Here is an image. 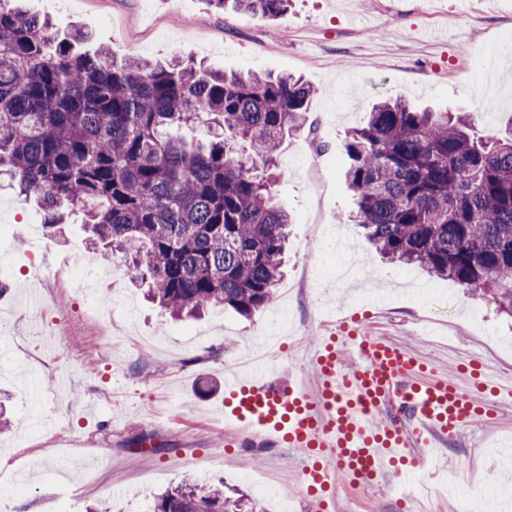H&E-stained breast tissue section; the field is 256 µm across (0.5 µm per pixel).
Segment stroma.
<instances>
[{
    "label": "stroma",
    "instance_id": "obj_1",
    "mask_svg": "<svg viewBox=\"0 0 512 512\" xmlns=\"http://www.w3.org/2000/svg\"><path fill=\"white\" fill-rule=\"evenodd\" d=\"M70 30L93 22L97 47L118 59L192 58L227 73H283L313 89L304 130L282 144L277 200L294 216L287 274L271 310L244 319L216 308L175 320L147 302L122 264H104L79 219L48 237L34 204L0 187V264L9 291L0 304V391L12 420L0 433V500L12 512H151L154 497L184 480L224 481L262 501L268 512H313L290 448L225 453L224 373L267 352L272 310L300 327L286 347L281 379L312 375L310 355L336 315L365 316L371 335L387 336L455 374L480 357L512 377V319L488 300L435 281L419 267L381 258L347 220L343 144L372 104L402 99L467 112L484 137L512 127V0H290L284 20L218 11L208 0H25ZM500 56L499 101L479 114L475 96ZM67 267L96 289L63 283L34 288L33 264ZM66 376L68 389L56 381ZM154 434L150 458L134 440ZM512 408L468 425L411 485L388 477L373 490L335 491V512H456L449 482L498 483L512 452ZM272 478L277 494L259 488Z\"/></svg>",
    "mask_w": 512,
    "mask_h": 512
}]
</instances>
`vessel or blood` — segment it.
<instances>
[{"label":"vessel or blood","mask_w":512,"mask_h":512,"mask_svg":"<svg viewBox=\"0 0 512 512\" xmlns=\"http://www.w3.org/2000/svg\"><path fill=\"white\" fill-rule=\"evenodd\" d=\"M352 351L354 365L342 353ZM314 384L277 381L279 365L264 362L224 377V416L272 444L302 449V484L316 512H331L337 483L375 485L387 472L412 482L436 438L460 433L482 413L512 403V385L430 375L404 346L369 335L361 321L340 323L311 360Z\"/></svg>","instance_id":"b4317fda"}]
</instances>
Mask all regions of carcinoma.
<instances>
[{
	"label": "carcinoma",
	"instance_id": "obj_1",
	"mask_svg": "<svg viewBox=\"0 0 512 512\" xmlns=\"http://www.w3.org/2000/svg\"><path fill=\"white\" fill-rule=\"evenodd\" d=\"M279 20L289 0H208ZM93 22L65 35L0 5V176L34 200L51 234L81 215L103 260L124 263L171 316L267 308L284 277L290 213L276 159L299 131L310 87L193 62L115 60L87 51ZM207 145L179 130L200 122ZM349 222L387 260L480 292L512 317V129L475 135L465 116L382 100L345 142ZM220 484L185 483L152 512H256Z\"/></svg>",
	"mask_w": 512,
	"mask_h": 512
}]
</instances>
